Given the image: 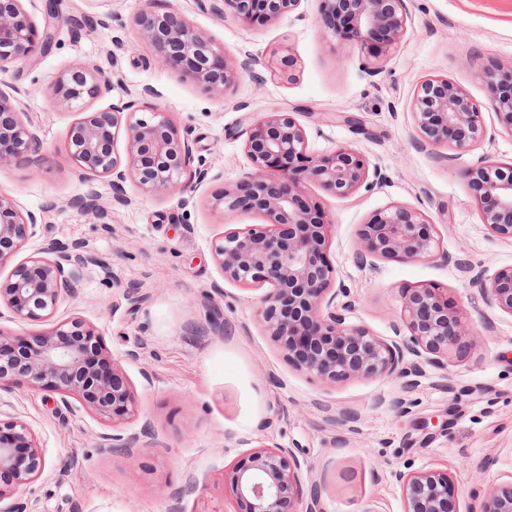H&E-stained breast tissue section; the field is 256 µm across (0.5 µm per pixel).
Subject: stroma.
I'll return each instance as SVG.
<instances>
[{
    "instance_id": "obj_1",
    "label": "stroma",
    "mask_w": 512,
    "mask_h": 512,
    "mask_svg": "<svg viewBox=\"0 0 512 512\" xmlns=\"http://www.w3.org/2000/svg\"><path fill=\"white\" fill-rule=\"evenodd\" d=\"M49 3L65 16L93 17L95 25L57 30L36 68L17 63L0 73V89L15 97L21 120L40 128L45 154L40 171L0 169V194L20 212L43 214L13 261L53 242L106 260V267H86L53 319L96 327L137 397L126 430L151 422L155 440L136 457L114 455L96 445L111 426L60 409L55 392L30 385L0 391V419L27 424L46 458L26 491L30 512H238L225 473L274 443L291 449L320 485L325 512H404L395 474L410 468L449 473L457 512H478L491 489L512 484V315L453 263L467 258L489 276L512 266V239L482 223L462 175L484 158L512 161V135L489 107L485 78L512 70V0H405L406 33L375 76L361 68L359 49H345L325 32L321 0H302L295 12L253 26L216 0H158L159 10L175 9L225 51L250 53V72L220 95L168 69L138 39L134 20L143 0H21L39 28ZM286 59L291 67H283ZM80 65L98 67L111 82L110 92L92 101L95 109L154 88L155 104L192 128L207 179L179 201L129 182L124 205L113 202L107 179L81 182L64 158L77 115L41 93ZM434 77L465 90L488 129L474 150L445 161L413 141V94ZM277 110L304 129L310 151L352 147L385 176L373 190L347 197L304 186L331 224L327 256L350 291L347 324L395 341L393 328L404 322L402 292L436 288L475 332L447 367L423 364L413 389L394 376L325 382L297 370L255 318L264 288L225 280L213 257L211 243L224 231L263 221L254 210L221 220L209 203L250 168L240 118ZM91 187L104 215L69 205ZM394 205L427 216L448 260L355 263L361 225ZM132 283L147 296L134 314L125 299ZM215 306L226 334L190 335V326H206ZM133 348L134 361L125 357ZM402 399L409 413H399ZM191 477L198 489L187 494Z\"/></svg>"
}]
</instances>
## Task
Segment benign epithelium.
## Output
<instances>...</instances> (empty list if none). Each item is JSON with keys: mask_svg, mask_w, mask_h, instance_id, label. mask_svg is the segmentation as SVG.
<instances>
[{"mask_svg": "<svg viewBox=\"0 0 512 512\" xmlns=\"http://www.w3.org/2000/svg\"><path fill=\"white\" fill-rule=\"evenodd\" d=\"M302 0H224V7L245 24L268 23L296 11ZM326 31L362 52L361 66L371 75L382 72L390 49L406 31L405 0H322ZM80 25L48 10L42 41L21 9L20 0H0V71L14 63H30L36 51L48 49L56 27ZM140 37L156 58L188 80L222 93L242 72L251 70L249 55L236 57L191 27L174 10L160 12L145 0L137 15ZM498 92L491 101L499 123L512 134V93L501 91L505 80L486 75ZM109 90V81L93 66L76 67L47 89L49 101L81 117L70 129L67 158L79 178L93 185L109 178L112 194L125 201L124 183L131 180L146 193L178 198L202 183L208 170L191 168L195 160L192 131L179 128L169 113L145 102L156 91L145 87L139 96L106 109L91 110L90 102ZM415 142L421 149L448 147L461 155L488 134L482 113L468 94L445 78H430L412 100ZM244 150L251 162L246 179L215 195L210 203L220 218L252 208L266 223L224 232L213 244V255L224 279L242 286H267L256 320L298 370L325 381L351 377L405 378L416 384L419 363L404 364L406 355L444 366L443 359L464 350L471 335L448 301L434 288L408 291L403 297L409 337L388 343L363 327L345 323L342 311L350 302L347 289L335 287L336 271L326 256L329 224L321 207L303 197L302 182L321 184L338 196L368 190L382 181L359 151L343 147L329 155L308 151L306 134L286 112L244 116ZM125 154L115 149L118 136ZM44 160L38 129L23 122L13 97L0 89V169L24 162L38 168ZM482 223L491 232L512 239V164L483 160L465 171ZM42 216L15 209L0 194V268L34 234ZM356 261L376 259L433 260L437 242L425 214L392 206L374 214L358 233ZM90 263L76 246L59 244L46 256H32L0 278V303L20 321H45L63 298L72 295L79 273ZM496 306L512 315V267L485 279L474 276ZM29 384L58 395L57 405L72 413L82 409L116 427L135 415L137 399L115 367L100 333L79 319L59 322L30 337L0 332V390ZM145 422L134 431L102 436L99 447L131 457L154 439ZM45 468V456L23 422H0V498L25 490ZM405 493V512H454L450 500L453 478L436 471L395 474ZM240 512H322L320 490L304 480L291 449L264 445L238 461L224 475ZM483 512H512V486L493 491Z\"/></svg>", "mask_w": 512, "mask_h": 512, "instance_id": "7a95c632", "label": "benign epithelium"}]
</instances>
